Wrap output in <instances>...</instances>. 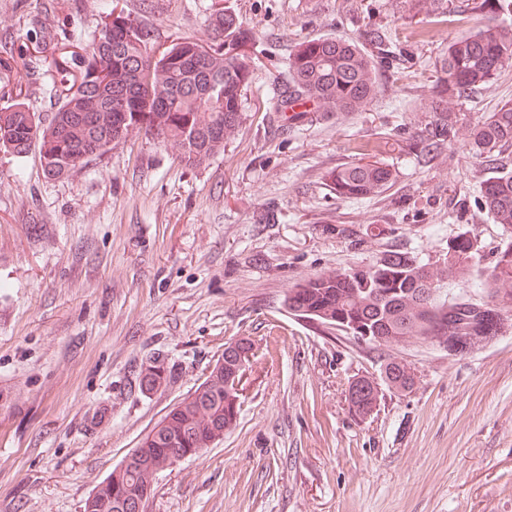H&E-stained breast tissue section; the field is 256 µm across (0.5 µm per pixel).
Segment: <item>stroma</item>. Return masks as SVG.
<instances>
[{
	"label": "stroma",
	"mask_w": 512,
	"mask_h": 512,
	"mask_svg": "<svg viewBox=\"0 0 512 512\" xmlns=\"http://www.w3.org/2000/svg\"><path fill=\"white\" fill-rule=\"evenodd\" d=\"M106 0H0V107L61 102V47L91 45ZM118 0L154 44L207 46L223 8L248 31L244 120L196 165L132 133L64 179L37 153L0 151V512H81L85 498L224 354L251 337L237 425L201 456L159 472L145 512H512V317L461 354L423 340L362 343L294 318L298 279L371 266L403 250L443 261L469 236L477 299L507 232L482 207L489 175L470 131L512 101V63L455 108L452 136L422 165L395 144L428 120L436 65L457 37L512 25V8L448 0ZM386 27L404 61L379 69L364 111L314 122L274 111L291 45ZM379 160L382 194L344 199L328 175ZM270 216L258 223L259 214ZM171 370L140 391L154 358ZM392 359L414 384L381 386L366 418L349 387Z\"/></svg>",
	"instance_id": "stroma-1"
}]
</instances>
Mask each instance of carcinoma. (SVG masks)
<instances>
[{"instance_id":"cac0c4a2","label":"carcinoma","mask_w":512,"mask_h":512,"mask_svg":"<svg viewBox=\"0 0 512 512\" xmlns=\"http://www.w3.org/2000/svg\"><path fill=\"white\" fill-rule=\"evenodd\" d=\"M447 0H412L414 14L446 9ZM216 42L203 50L188 39L151 47L146 35L124 11L111 7L101 16L90 50L81 57L80 76L66 88L59 108L48 118L15 103L0 108V149L21 161L36 150L44 172L66 178L93 157H100L134 132L177 150L193 165L224 150V141L242 120L241 103L251 72L243 60L247 37L236 17L221 9L213 17ZM390 53L379 27L352 39L312 38L288 55V75L273 94L277 112L308 103L300 116L319 112H359L376 92L378 60ZM512 60V26L488 25L448 46L436 80L438 97L432 120L402 141L401 151L427 164L453 134L448 101L493 78ZM486 155L491 175L481 185L480 201L494 221L512 232V170L496 162L495 152L512 144V103L503 104L470 134ZM336 192L365 199L385 192L393 173L381 161L358 162L334 171ZM473 240L458 237L448 258L421 263L404 251H391L375 266L329 271L304 277L286 291L284 306L320 326L358 323L373 336L417 337L435 342L453 336L467 310L441 298L448 279L470 272ZM487 297H512V239L497 252L483 280ZM170 376L164 361L154 360L140 376L150 390ZM240 402L224 389V371L215 367L196 389L163 417V426L147 433L84 500V512H126L129 502L154 496L155 477L172 457L197 455L237 425Z\"/></svg>"}]
</instances>
